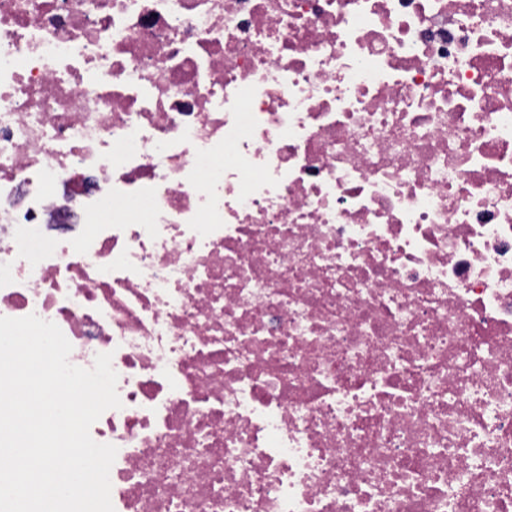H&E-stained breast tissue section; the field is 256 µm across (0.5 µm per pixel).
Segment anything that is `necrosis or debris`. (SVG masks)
<instances>
[{
	"instance_id": "obj_1",
	"label": "necrosis or debris",
	"mask_w": 512,
	"mask_h": 512,
	"mask_svg": "<svg viewBox=\"0 0 512 512\" xmlns=\"http://www.w3.org/2000/svg\"><path fill=\"white\" fill-rule=\"evenodd\" d=\"M31 314L114 512H512V0H0Z\"/></svg>"
}]
</instances>
